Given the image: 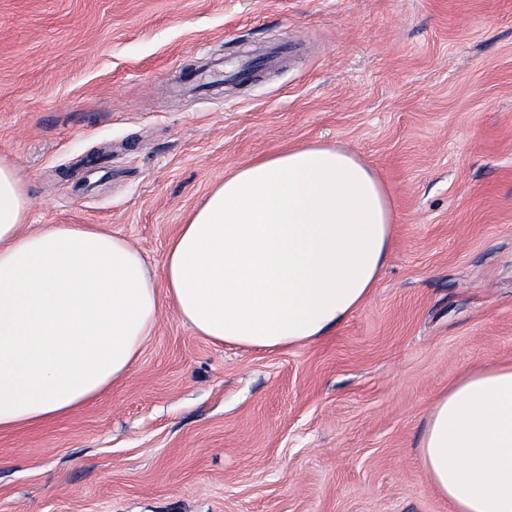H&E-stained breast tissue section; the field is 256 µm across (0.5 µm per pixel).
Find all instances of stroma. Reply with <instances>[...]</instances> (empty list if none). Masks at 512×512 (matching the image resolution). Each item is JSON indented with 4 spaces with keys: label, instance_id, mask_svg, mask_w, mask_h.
Instances as JSON below:
<instances>
[{
    "label": "stroma",
    "instance_id": "stroma-1",
    "mask_svg": "<svg viewBox=\"0 0 512 512\" xmlns=\"http://www.w3.org/2000/svg\"><path fill=\"white\" fill-rule=\"evenodd\" d=\"M274 46L261 78L183 85ZM314 142L392 200L371 298L288 350L163 310L123 381L0 433V512H451L429 408L512 363V0H0V158L33 227L105 225L157 271L213 185Z\"/></svg>",
    "mask_w": 512,
    "mask_h": 512
}]
</instances>
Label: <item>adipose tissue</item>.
I'll use <instances>...</instances> for the list:
<instances>
[{
  "instance_id": "obj_1",
  "label": "adipose tissue",
  "mask_w": 512,
  "mask_h": 512,
  "mask_svg": "<svg viewBox=\"0 0 512 512\" xmlns=\"http://www.w3.org/2000/svg\"><path fill=\"white\" fill-rule=\"evenodd\" d=\"M0 159V432L67 415L126 377L169 306L219 345L280 350L328 336L372 295L392 202L357 155L303 144L236 168L168 247L161 272L120 234L31 230ZM421 468L452 512H512V364L434 399Z\"/></svg>"
}]
</instances>
